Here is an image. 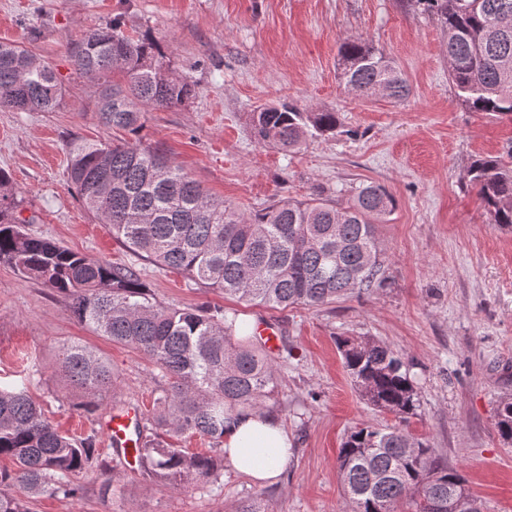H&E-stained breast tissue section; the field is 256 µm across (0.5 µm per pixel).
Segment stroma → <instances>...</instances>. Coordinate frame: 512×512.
I'll return each instance as SVG.
<instances>
[{
  "label": "stroma",
  "mask_w": 512,
  "mask_h": 512,
  "mask_svg": "<svg viewBox=\"0 0 512 512\" xmlns=\"http://www.w3.org/2000/svg\"><path fill=\"white\" fill-rule=\"evenodd\" d=\"M115 17L129 35L153 34L169 69L196 88L181 106L147 112L143 146L167 152L209 195L248 213L313 194L343 202L360 183L384 185L395 200L377 227L385 282L318 308L282 310L140 259L157 303L275 324L288 347L274 360L278 388L265 403L293 443L282 475L261 485L224 467L216 483L176 487L122 465L109 480L103 468L114 453L102 420L128 404L151 413L167 386L156 366L79 323L55 290L0 263V385L26 389L59 431L94 436L99 451L73 478L77 497L42 496L32 512H234L254 496L269 512H347L343 442L358 428L398 423L362 399L344 368L336 341L360 336L389 344L405 362L419 395L408 431L464 475L485 512H512V444L496 429L498 405L512 397V230L490 223L465 183L474 159L512 146V118L458 100L447 34L414 0H0V42L34 51L64 86L55 111L0 109V168L20 203L16 216L33 236L114 264L131 255L78 199L66 146L125 136L99 123L97 87L67 55L71 42ZM354 38L396 61L412 89L407 100L344 91L339 46ZM281 103L338 113L340 124L296 150L264 145L252 114ZM70 342L106 358L116 375L91 416L86 395L54 368Z\"/></svg>",
  "instance_id": "obj_1"
}]
</instances>
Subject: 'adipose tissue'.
<instances>
[{"label": "adipose tissue", "mask_w": 512, "mask_h": 512, "mask_svg": "<svg viewBox=\"0 0 512 512\" xmlns=\"http://www.w3.org/2000/svg\"><path fill=\"white\" fill-rule=\"evenodd\" d=\"M292 442L274 414L258 410L232 413L224 424V461L257 481H274L291 455Z\"/></svg>", "instance_id": "ef3b65f1"}]
</instances>
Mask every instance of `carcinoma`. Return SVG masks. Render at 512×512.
I'll use <instances>...</instances> for the list:
<instances>
[{"label": "carcinoma", "mask_w": 512, "mask_h": 512, "mask_svg": "<svg viewBox=\"0 0 512 512\" xmlns=\"http://www.w3.org/2000/svg\"><path fill=\"white\" fill-rule=\"evenodd\" d=\"M448 34V77L457 98L477 112L512 116V0H414ZM73 69L99 85L98 116L130 139L119 143L72 141L68 176L82 205L108 224L112 236L137 258L270 307L316 308L383 281L377 225L395 200L376 182L360 184L346 204L323 197L280 200L253 213L212 198L170 157L140 145L150 109L183 104L193 82L163 62L150 34L133 38L120 20L89 30L67 48ZM344 89L370 97L382 88L397 101L410 87L396 64L372 43L347 40L339 48ZM63 94L55 68L30 49L0 42V108L52 112ZM255 133L290 150L312 132L336 130L335 112H303L290 104L253 113ZM468 185L477 190L491 223L512 228V147L474 160ZM10 175L0 168V262L68 296L77 320L99 336L141 351L169 387L156 399L155 428L138 431L137 457L152 482L173 486L216 479L217 459L190 454L169 437L199 435L224 442L230 410L260 408L277 389L274 362L250 340L255 330L209 307L172 308L152 301L135 263L114 265L25 233ZM338 349L362 398L405 421L417 389L400 357L385 343L340 338ZM55 369L90 396L114 387L112 366L89 348L61 346ZM499 436L512 441V398L500 403ZM94 440L62 434L24 390L0 387V457L15 469L0 471V512H30V499L74 497L72 475L95 458ZM338 470L351 512H396L414 499L416 512H484L463 476L439 465L430 449L400 428L363 427L338 454Z\"/></svg>", "instance_id": "carcinoma-1"}]
</instances>
